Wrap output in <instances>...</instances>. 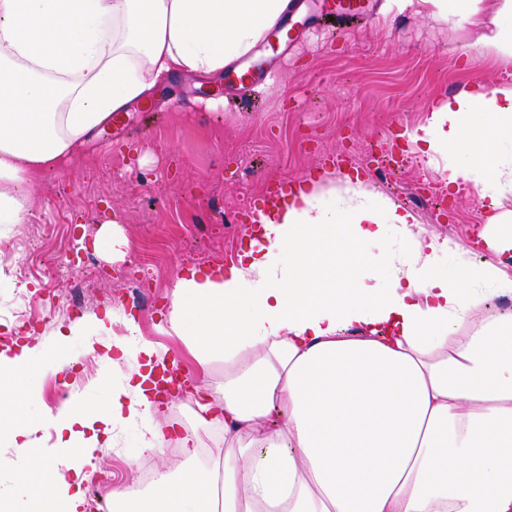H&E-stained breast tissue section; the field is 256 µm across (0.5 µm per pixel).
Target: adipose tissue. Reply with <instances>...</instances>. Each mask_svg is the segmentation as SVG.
<instances>
[{
  "instance_id": "ef3b65f1",
  "label": "adipose tissue",
  "mask_w": 512,
  "mask_h": 512,
  "mask_svg": "<svg viewBox=\"0 0 512 512\" xmlns=\"http://www.w3.org/2000/svg\"><path fill=\"white\" fill-rule=\"evenodd\" d=\"M490 21H483L484 9ZM291 0H0V224H22L44 171L99 132L113 113L165 77L214 74L250 56L284 25ZM386 11L477 25L480 43L512 61V0H386ZM407 130L422 158L462 155L449 187L490 197L478 236L512 250V84H477L428 105ZM264 238L222 271L177 277L161 333L202 372L224 380L188 389L200 425H219L224 452L199 462L179 441V469H155L146 491L112 487V512H512V296L497 264L418 228L412 212L361 185L340 196L305 184L260 213ZM114 312L59 326L52 340L0 345V410L37 403L38 375L59 371L72 337L96 354L104 402L71 398L0 429V459L20 467L0 483L10 512H84L86 495L44 458L75 473L140 420V446L161 458L167 403L151 389L166 353ZM123 376H116L119 364ZM54 432L44 445L38 432Z\"/></svg>"
}]
</instances>
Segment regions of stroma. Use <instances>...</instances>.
Instances as JSON below:
<instances>
[{
    "label": "stroma",
    "instance_id": "1",
    "mask_svg": "<svg viewBox=\"0 0 512 512\" xmlns=\"http://www.w3.org/2000/svg\"><path fill=\"white\" fill-rule=\"evenodd\" d=\"M304 16L266 37L244 59L245 76L177 74L144 101L122 112L78 146L65 174L47 173L29 220L0 239V306L23 270L21 317L0 318V336L46 339L60 324L116 309L135 316L143 338L169 350L190 374L198 369L183 344L158 326L180 271L208 268L247 249L251 205L267 182L316 180L340 189L345 174L332 164L343 156L363 173L372 193L411 211L428 232L471 247L472 233L490 207L468 185L444 207L420 201L428 187L443 189L444 159L426 164L397 134L421 124L425 107L475 84L512 82V68L478 47V32L424 15L382 14L383 0H351L358 14L341 32L326 10L340 0H304ZM469 54H461L462 44ZM198 100L193 111L176 106L178 89ZM404 155L402 168L377 174L372 160L385 151ZM154 174L142 192L140 174ZM119 219L130 240L124 261L111 252L80 247L100 224ZM72 363L54 376H38L42 407L54 409L74 394L98 401L88 382L100 365L81 338L70 343ZM138 425L117 427L82 486L92 512H110L112 486L137 478Z\"/></svg>",
    "mask_w": 512,
    "mask_h": 512
}]
</instances>
